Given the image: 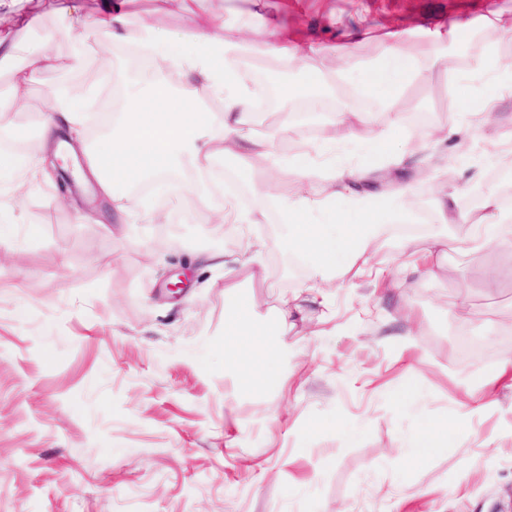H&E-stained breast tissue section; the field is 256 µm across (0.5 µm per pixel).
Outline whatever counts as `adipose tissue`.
<instances>
[{
    "label": "adipose tissue",
    "mask_w": 512,
    "mask_h": 512,
    "mask_svg": "<svg viewBox=\"0 0 512 512\" xmlns=\"http://www.w3.org/2000/svg\"><path fill=\"white\" fill-rule=\"evenodd\" d=\"M159 10H177L189 23L180 34L164 30L152 22L143 23L136 43L142 56L161 61L185 80L183 94H175L164 77H156L148 90L153 111H145L139 93L125 87L122 111L113 113L112 129L99 142L83 148L84 162L79 165L75 182L78 188L98 186L114 204H121L127 192L142 183H179L184 198L201 201L198 219L204 224H221L234 219L238 224L262 223L263 211H237L209 207L207 176L215 162L227 157L249 161L273 153L275 134L255 131L256 113L250 92L252 72L240 62L242 48L226 44L223 38L203 33L210 16L209 0H156ZM124 0H102L93 13L84 15L79 5L68 6L76 14L78 34H97L113 41L126 40ZM409 37L402 30L389 34L381 42L379 54L359 69L360 85L378 94L383 102L392 99L407 85L422 82L423 66L408 58L403 45ZM326 45H289L287 39L275 38L263 50L266 58L285 68H300L301 83L283 90L284 103L299 99L317 102L318 90L327 75L312 67L310 58L325 53ZM206 92L221 103L218 117L199 112V92ZM81 121L77 104L49 105L44 113L39 137L48 146L68 145L71 133ZM443 128L408 133L401 149H393L385 135L367 141L372 155H386L397 164L416 155L425 141H443ZM410 193L400 184L383 190L370 200L347 198L344 206L356 216L355 223H342L338 213L329 211L328 202L315 193H297L281 201L285 242L304 254L314 273L348 282L364 272L365 254L372 238L384 224L393 222L405 211L404 201ZM318 222H311L312 214ZM267 328L257 325L249 303L231 281L224 289V365L235 378L238 391L254 392L279 381L282 358L288 345L270 342ZM466 443L463 423L455 418L438 421L427 432L409 441L411 448H460Z\"/></svg>",
    "instance_id": "1"
}]
</instances>
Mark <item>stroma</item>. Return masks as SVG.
I'll return each mask as SVG.
<instances>
[{"label":"stroma","mask_w":512,"mask_h":512,"mask_svg":"<svg viewBox=\"0 0 512 512\" xmlns=\"http://www.w3.org/2000/svg\"><path fill=\"white\" fill-rule=\"evenodd\" d=\"M35 17L32 30L0 14V38L15 50L0 63V94L16 70H34L31 45L44 32L57 35L56 67L34 70L26 103L0 124L11 141L36 131L44 91L68 92L98 63L92 45L74 50L72 16L51 0H19ZM212 34L248 42L244 65L264 73L261 57L270 37L269 16H279L296 39L336 44L350 33L343 63L315 58L326 70H347L375 55L373 41L395 24L412 29L404 45L427 69L425 82L400 92L389 108L377 96L355 91L347 106L368 112L369 124L337 160L358 162L356 144L387 133L400 144L406 113L446 126L448 138L426 144L397 166L385 163L347 189L362 197L379 187L409 183L408 231L385 226L367 253L381 278L339 286L314 275L306 258L282 242L281 214L271 198L293 196L294 156L318 157L319 126L326 112L279 115L291 125L275 155L241 164L223 161L238 199L211 194L209 205L228 202L260 210L263 223L225 245L240 259L235 282L258 324L276 327L279 300L297 299L288 322V362L281 385L239 393L224 369V275L196 270L180 295L166 290L165 275L190 254L214 249L224 229L193 216L165 227L142 224V199L127 197L124 217L111 199L90 190L53 203L45 185L31 181L25 194L0 183V512H507L512 506V379L494 386L495 412L472 418L476 444L438 448L413 460L406 439L442 415L462 413L466 382L491 373L512 354V279L491 286L487 272L512 264V243L473 241L467 224L433 219V203L451 193L456 209L469 210L479 187L499 193L485 162L492 143L512 134V72L497 75L502 98L492 124L473 132L469 114L487 93L472 73L484 43L512 62V0H213ZM496 18L484 41L444 43L438 31L453 22ZM448 50L447 68L434 64ZM98 83L83 86L81 102L102 98L114 82L135 83L133 62L112 55ZM453 166L454 179L441 175ZM430 167L427 185L416 168ZM267 182L265 194L253 184ZM122 221L123 230L108 225ZM172 241L163 262L144 248L158 231ZM448 238L436 278L412 279L394 261L401 243L423 246L426 235ZM259 250L265 278L251 279L246 264ZM417 333V347L401 341ZM419 383L398 391L411 372ZM320 431H312V424Z\"/></svg>","instance_id":"35a3bbf8"}]
</instances>
